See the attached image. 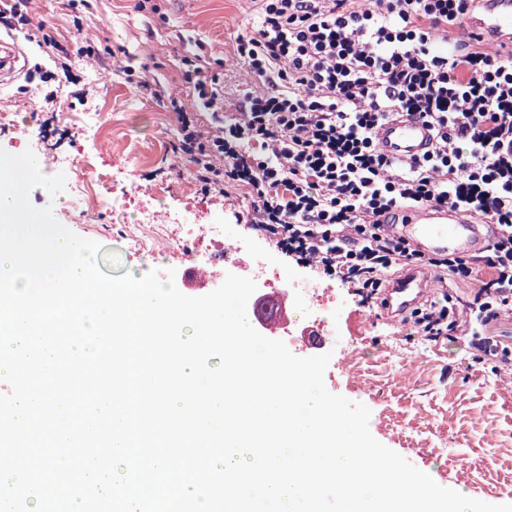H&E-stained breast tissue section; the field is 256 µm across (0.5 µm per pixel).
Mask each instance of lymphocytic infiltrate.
<instances>
[{
  "label": "lymphocytic infiltrate",
  "instance_id": "1",
  "mask_svg": "<svg viewBox=\"0 0 512 512\" xmlns=\"http://www.w3.org/2000/svg\"><path fill=\"white\" fill-rule=\"evenodd\" d=\"M469 0H260L236 55L267 85L225 125L214 82L187 73L215 133L180 115L182 154L203 191L243 187L249 221L296 262L379 298L397 270L434 268L477 286L472 303L443 293L412 309L422 340L512 315V56L472 40L436 39ZM396 112L427 119L431 150L397 163L379 150V126ZM435 204L478 217L492 243L472 257L432 256L390 232L399 206Z\"/></svg>",
  "mask_w": 512,
  "mask_h": 512
}]
</instances>
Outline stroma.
<instances>
[{"label":"stroma","instance_id":"1","mask_svg":"<svg viewBox=\"0 0 512 512\" xmlns=\"http://www.w3.org/2000/svg\"><path fill=\"white\" fill-rule=\"evenodd\" d=\"M259 7L258 0H30L31 26L63 47L70 68L61 69L54 45L38 46L26 30H15L28 73L0 85V148L74 159L93 155L82 119L97 114L108 138L105 161L124 169L111 192L99 194L85 216L65 191L52 197L41 188L30 201L52 206L62 225L98 243L95 263L102 272L163 275L187 266L179 253H150L109 237L114 199L129 200L132 223L139 218L132 201L150 185L164 189L158 209H207L225 236L245 243L268 267L258 292L298 289L296 321L311 319L310 294L327 296L328 331L341 347L325 371V385L370 409L376 440L444 487L512 504V377L473 363L470 336L429 343L408 335L353 289L277 252L251 230L242 188L228 186L220 195L201 191L191 164L174 153L168 98L188 106L195 99L184 57L201 53L209 73L220 78L223 113L238 112L252 83L236 60L235 39L256 20ZM48 96L54 104H45Z\"/></svg>","mask_w":512,"mask_h":512}]
</instances>
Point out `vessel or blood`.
<instances>
[{"label":"vessel or blood","mask_w":512,"mask_h":512,"mask_svg":"<svg viewBox=\"0 0 512 512\" xmlns=\"http://www.w3.org/2000/svg\"><path fill=\"white\" fill-rule=\"evenodd\" d=\"M465 34L482 43L512 53V0H471L463 27ZM21 52L12 33L0 30V82L8 83L23 73ZM378 147L390 159L404 162L421 158L430 149L433 132L420 116L400 113L386 120L378 130ZM395 230L415 248L427 254L452 253L468 256L485 251L490 237L475 218L436 205L402 207L395 212ZM430 293L429 278L418 270L402 272L386 288V315H401L417 306ZM249 322H261L268 337L290 320L288 307L278 291L267 295L265 317L248 306ZM302 334L309 350L322 351L328 342L321 320L309 321Z\"/></svg>","instance_id":"1"}]
</instances>
